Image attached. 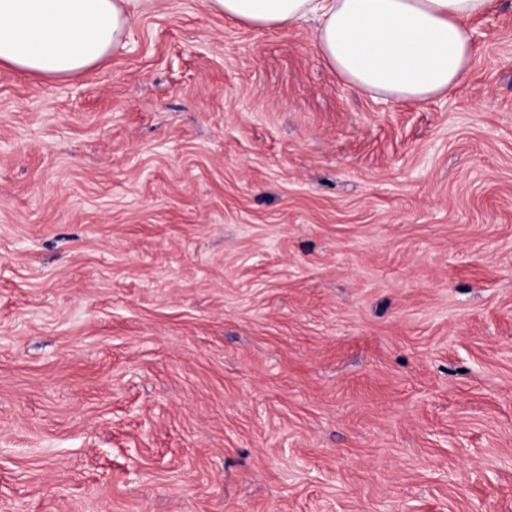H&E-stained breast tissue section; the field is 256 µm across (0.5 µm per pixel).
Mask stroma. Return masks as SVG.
<instances>
[{"instance_id":"obj_1","label":"stroma","mask_w":512,"mask_h":512,"mask_svg":"<svg viewBox=\"0 0 512 512\" xmlns=\"http://www.w3.org/2000/svg\"><path fill=\"white\" fill-rule=\"evenodd\" d=\"M346 85L202 0L0 66V512H512V0Z\"/></svg>"}]
</instances>
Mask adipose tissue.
<instances>
[{
  "mask_svg": "<svg viewBox=\"0 0 512 512\" xmlns=\"http://www.w3.org/2000/svg\"><path fill=\"white\" fill-rule=\"evenodd\" d=\"M157 0H0V65L45 79L87 71L125 44ZM252 29L313 22L325 63L353 89L399 102L447 95L466 77L470 22L494 0H205Z\"/></svg>",
  "mask_w": 512,
  "mask_h": 512,
  "instance_id": "obj_1",
  "label": "adipose tissue"
}]
</instances>
